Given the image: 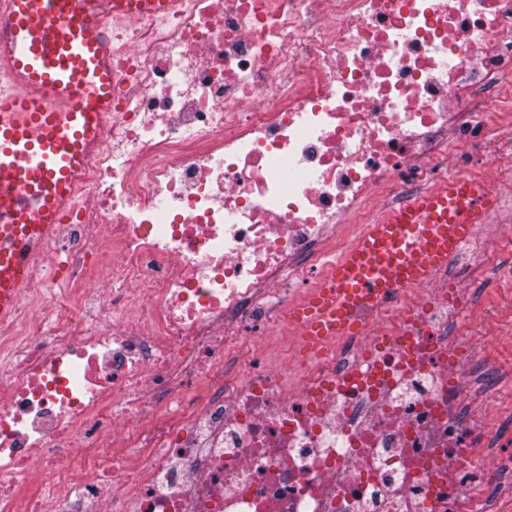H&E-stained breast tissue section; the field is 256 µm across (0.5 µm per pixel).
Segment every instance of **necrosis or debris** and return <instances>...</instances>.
Returning a JSON list of instances; mask_svg holds the SVG:
<instances>
[{
  "label": "necrosis or debris",
  "instance_id": "necrosis-or-debris-1",
  "mask_svg": "<svg viewBox=\"0 0 512 512\" xmlns=\"http://www.w3.org/2000/svg\"><path fill=\"white\" fill-rule=\"evenodd\" d=\"M111 4L100 145L0 326V512H475L443 282L323 353L229 354L405 174L455 165L473 78L512 81V0ZM171 0H113L112 15L119 19H128L141 10H164Z\"/></svg>",
  "mask_w": 512,
  "mask_h": 512
}]
</instances>
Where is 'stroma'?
Returning a JSON list of instances; mask_svg holds the SVG:
<instances>
[{
    "label": "stroma",
    "mask_w": 512,
    "mask_h": 512,
    "mask_svg": "<svg viewBox=\"0 0 512 512\" xmlns=\"http://www.w3.org/2000/svg\"><path fill=\"white\" fill-rule=\"evenodd\" d=\"M474 105L484 118L498 155L495 189L502 206L479 230L474 257L448 268V288L465 285L463 317L449 318L446 330L458 343H474L471 368L481 384V425L493 440L485 455L495 465L492 479L471 481L467 489L478 512H512V281L491 279L492 269L512 268V82L494 80L477 88Z\"/></svg>",
    "instance_id": "obj_1"
}]
</instances>
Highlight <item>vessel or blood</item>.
Listing matches in <instances>:
<instances>
[{"mask_svg":"<svg viewBox=\"0 0 512 512\" xmlns=\"http://www.w3.org/2000/svg\"><path fill=\"white\" fill-rule=\"evenodd\" d=\"M169 0H112L128 19ZM91 0H8V52L0 57V324L29 286L31 260L53 236L112 104V47L90 18ZM58 98L49 102L46 91ZM499 198L460 175L387 207L291 314L303 350L358 327L363 309L428 284L449 254L488 223Z\"/></svg>","mask_w":512,"mask_h":512,"instance_id":"b4317fda","label":"vessel or blood"}]
</instances>
